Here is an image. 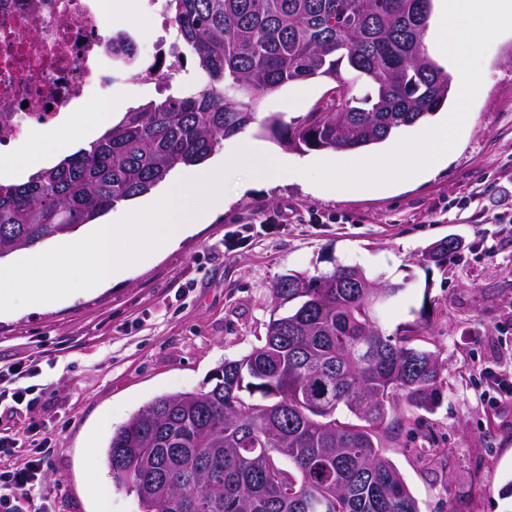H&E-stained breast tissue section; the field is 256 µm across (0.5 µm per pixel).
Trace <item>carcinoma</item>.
Listing matches in <instances>:
<instances>
[{"instance_id":"carcinoma-1","label":"carcinoma","mask_w":512,"mask_h":512,"mask_svg":"<svg viewBox=\"0 0 512 512\" xmlns=\"http://www.w3.org/2000/svg\"><path fill=\"white\" fill-rule=\"evenodd\" d=\"M195 85L124 113L21 183H0V259L91 224L207 160L258 122L289 150H355L441 110L453 79L426 53L431 0H165ZM127 31L112 36L124 68ZM334 84L291 126L258 119L260 97L298 81ZM454 246L424 252L441 267ZM405 290L361 267L288 274L261 345L219 366L198 391L163 395L118 427L112 478L141 512H419L384 449L443 389L424 327L383 332L379 311Z\"/></svg>"}]
</instances>
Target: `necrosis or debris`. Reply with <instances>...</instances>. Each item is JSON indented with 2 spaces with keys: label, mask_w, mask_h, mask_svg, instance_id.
<instances>
[{
  "label": "necrosis or debris",
  "mask_w": 512,
  "mask_h": 512,
  "mask_svg": "<svg viewBox=\"0 0 512 512\" xmlns=\"http://www.w3.org/2000/svg\"><path fill=\"white\" fill-rule=\"evenodd\" d=\"M112 0H0V154L36 130L54 131L74 103L107 108L124 75L112 58ZM142 79L164 88L181 65L171 41H151Z\"/></svg>",
  "instance_id": "4bbe7bcc"
}]
</instances>
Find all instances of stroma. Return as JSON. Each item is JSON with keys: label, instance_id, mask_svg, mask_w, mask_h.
<instances>
[{"label": "stroma", "instance_id": "35a3bbf8", "mask_svg": "<svg viewBox=\"0 0 512 512\" xmlns=\"http://www.w3.org/2000/svg\"><path fill=\"white\" fill-rule=\"evenodd\" d=\"M482 75L472 124L430 178L331 196L307 176L253 184L243 173L247 189L228 187L224 212L134 265L123 282L50 309L0 313V367L24 369L0 378V394L27 387L36 399L0 419V435L16 441L0 453V471L22 466L40 446L45 474L34 512H97L91 447L111 512H140L106 461L114 428L156 397L199 389L224 360L258 345L280 278L338 265L405 284L381 315L385 333L415 325L420 308L429 312L427 335L446 380L440 406L421 415L430 450L418 454L403 435L385 451L420 512H512L502 495L512 479V407L491 416L483 380L489 368L512 372V32L491 43ZM328 90L318 79L291 83L261 98L258 110L295 123ZM446 237L461 239L462 249L443 268L423 265L426 248Z\"/></svg>", "mask_w": 512, "mask_h": 512}]
</instances>
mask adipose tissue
Returning <instances> with one entry per match:
<instances>
[{"instance_id":"ef3b65f1","label":"adipose tissue","mask_w":512,"mask_h":512,"mask_svg":"<svg viewBox=\"0 0 512 512\" xmlns=\"http://www.w3.org/2000/svg\"><path fill=\"white\" fill-rule=\"evenodd\" d=\"M130 99L118 97L112 101V110L107 115L92 111L87 105L72 106L64 110L52 139L37 161L27 158L25 145H18L7 165L0 169V178L22 179L57 163L61 157L78 148L89 147L93 133L103 130L104 123H117L131 107Z\"/></svg>"}]
</instances>
